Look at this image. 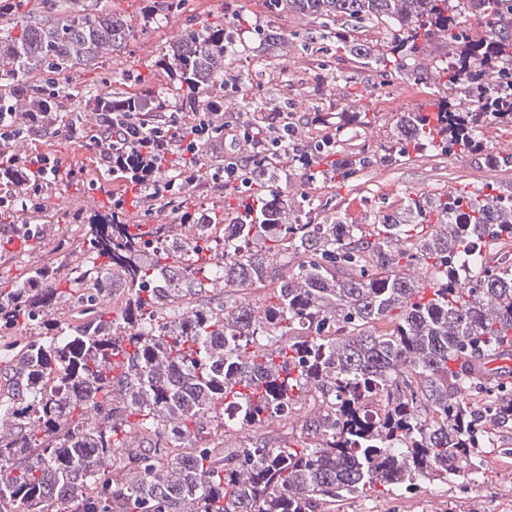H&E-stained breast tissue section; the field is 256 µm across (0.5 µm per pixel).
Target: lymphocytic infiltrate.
I'll use <instances>...</instances> for the list:
<instances>
[{"mask_svg":"<svg viewBox=\"0 0 512 512\" xmlns=\"http://www.w3.org/2000/svg\"><path fill=\"white\" fill-rule=\"evenodd\" d=\"M216 131L228 138L255 140L263 154L274 152L283 143L279 137L271 141L259 138L247 119L231 120L222 112L197 113L188 124L174 112L151 123L125 112H111L96 144L109 170L120 171L123 179L145 187L150 199L162 203L179 183L192 182L191 163Z\"/></svg>","mask_w":512,"mask_h":512,"instance_id":"lymphocytic-infiltrate-1","label":"lymphocytic infiltrate"}]
</instances>
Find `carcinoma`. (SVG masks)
<instances>
[{"label":"carcinoma","mask_w":512,"mask_h":512,"mask_svg":"<svg viewBox=\"0 0 512 512\" xmlns=\"http://www.w3.org/2000/svg\"><path fill=\"white\" fill-rule=\"evenodd\" d=\"M264 3L318 21L320 38L383 77L410 70L426 80L428 58L444 86L479 96L467 108L444 96L432 112L400 113L378 155L340 160L337 145L326 147L313 163L342 182L413 152H481L487 124L512 125V89L498 81L512 67V0ZM463 13L478 18L480 34ZM239 22L208 24L159 57L190 109L224 111V77L241 54L230 27ZM362 24L388 33L386 49L354 38ZM133 30L124 15L70 0L64 16L29 18L0 38V60L12 61L7 76L31 110L56 122L55 93L27 75L85 65ZM436 38L448 51L432 57ZM292 48L289 35L270 33L259 50L285 86ZM109 101L113 112L144 110L136 95ZM267 110L256 98L251 120L267 125ZM291 166L285 147L258 168L252 193L228 190L233 238L219 255L209 236L224 216L211 211L189 225L182 249L170 244V224L145 232L129 215L75 214L69 221L85 226L90 256L72 276L33 265L0 290V330L30 332L9 365L16 401L0 403V512H321L376 485L410 491L482 468V449L512 428V391L473 392L471 368L512 336V198L444 189L406 196L371 224H316L317 199L303 193L301 206L272 188ZM26 184L24 169L0 171V185ZM277 255L296 258L297 272L276 273ZM470 265L478 273L462 275ZM114 271L126 298L108 318ZM79 279L93 281L97 298L82 300ZM219 284L262 289V302L208 296ZM63 298L81 316L72 329L45 317ZM55 379L68 395L41 391ZM308 386L320 398L313 441L249 442L228 453L199 444L207 428L229 435L295 409ZM372 395L383 400L376 419L365 410ZM134 427L152 437L150 448L128 447Z\"/></svg>","instance_id":"1"}]
</instances>
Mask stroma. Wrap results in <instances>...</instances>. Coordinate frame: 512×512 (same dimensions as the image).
I'll return each mask as SVG.
<instances>
[{
  "mask_svg": "<svg viewBox=\"0 0 512 512\" xmlns=\"http://www.w3.org/2000/svg\"><path fill=\"white\" fill-rule=\"evenodd\" d=\"M95 12L132 17L137 29L132 38L115 49L101 50L88 65L59 72L35 71L29 79L37 84L50 83L58 92L60 114L80 118L76 130L59 125L57 135L28 134L17 146L20 155L47 154L55 158L63 173L74 171L71 179L50 181L31 196V205L18 212V219H31L42 229L29 240L17 238L11 225L0 224V285L10 286L23 267L51 257L57 260L73 256L82 260L87 244L80 229L68 223L67 214L81 211L90 216L111 208L118 199L138 201L139 190L125 188L112 180L100 164L95 138L103 130L102 117L87 105L90 96L137 93L165 101L168 111L185 109L182 91L166 78L156 61L166 46L181 34L200 30L203 25L223 21L233 14L246 15L245 24L234 27L232 35L245 52L233 63L235 72L244 74L235 98V109L247 112L255 95H262L270 107L290 102L291 109L304 116V130L297 143L306 147L320 119H336L340 113L361 104L368 123L353 132L345 143V152L368 151L387 143L398 113L428 107L438 98L431 82L414 83L401 75L385 87L379 86L374 72L354 60L343 57L335 45L309 51L302 68L293 70L291 86L282 89L277 74L263 63L257 48L264 33L281 29L300 36L315 31V23L298 15L281 18L267 12L263 0H184L179 10L154 13L143 19L147 0H86ZM343 71L345 77L333 81L330 71ZM237 144L215 145L208 149L204 170L197 172L185 194V205L199 210H223L224 187L212 182L211 167L225 158L242 159ZM494 183L500 196L512 198V164L498 168L485 166L477 154H451L439 158H411L390 166L378 165L366 172L359 187L336 186L316 180L326 208L317 217L326 223L334 217L351 224H369L379 211L399 205L402 194L428 192L448 185L473 186ZM314 389L302 395L303 408L283 414L273 423L226 436L224 445L235 448L249 441L264 440L285 448L306 437L307 417L314 411ZM336 512H512V432L500 433L494 451L485 453L478 480L461 477L453 483L420 482L417 489L386 492L375 488L359 497L339 503Z\"/></svg>",
  "mask_w": 512,
  "mask_h": 512,
  "instance_id": "obj_1",
  "label": "stroma"
}]
</instances>
